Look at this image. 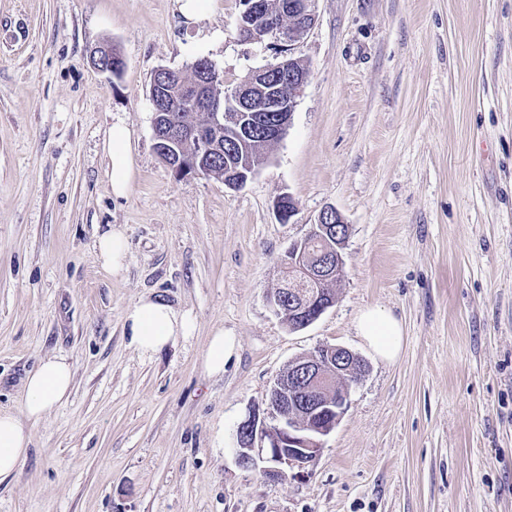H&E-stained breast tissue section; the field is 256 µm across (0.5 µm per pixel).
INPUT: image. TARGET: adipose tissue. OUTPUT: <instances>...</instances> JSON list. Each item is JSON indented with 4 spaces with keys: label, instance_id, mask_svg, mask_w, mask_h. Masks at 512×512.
Here are the masks:
<instances>
[{
    "label": "adipose tissue",
    "instance_id": "adipose-tissue-1",
    "mask_svg": "<svg viewBox=\"0 0 512 512\" xmlns=\"http://www.w3.org/2000/svg\"><path fill=\"white\" fill-rule=\"evenodd\" d=\"M128 140L126 126L113 124L108 154L112 192L117 196L125 194L131 177ZM124 326L131 344L142 355L151 356L190 336L194 318L169 303L144 297L126 309ZM356 329L377 357L387 362L398 358L403 330L392 314L366 308L358 316ZM72 383L73 369L63 356L46 360L27 377L21 413L0 414V478L16 470L31 443L33 425L49 408L68 398Z\"/></svg>",
    "mask_w": 512,
    "mask_h": 512
}]
</instances>
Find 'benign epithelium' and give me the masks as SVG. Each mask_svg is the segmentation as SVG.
Returning a JSON list of instances; mask_svg holds the SVG:
<instances>
[{
  "instance_id": "1",
  "label": "benign epithelium",
  "mask_w": 512,
  "mask_h": 512,
  "mask_svg": "<svg viewBox=\"0 0 512 512\" xmlns=\"http://www.w3.org/2000/svg\"><path fill=\"white\" fill-rule=\"evenodd\" d=\"M312 2L288 0L285 8L288 27L264 26L262 38L278 35L288 41V45L279 48L280 60L275 63L280 69V80H271L268 66L253 71L229 97L227 109L217 105L208 108L206 127L188 133L164 134L157 127L160 110L157 102H152L156 145L159 152L168 156L170 167L178 168L172 149L187 136L195 139L200 156L217 148L223 132L234 134L242 147L252 144L254 112L276 113V123L269 129L266 140L280 139L286 134L292 123L296 96L285 98L280 89L286 85L297 92L307 79L306 68L293 56L291 44L301 39L313 24ZM91 56L100 71L110 73L114 69L112 46H98ZM253 171L252 166L243 162L229 171L225 185L241 188L251 179ZM345 227L339 212L324 209L305 237L288 249L277 283L268 289L269 308L277 315L297 319L296 331L313 324L332 305L333 289L329 285L340 277L344 267ZM308 281L322 283L324 287L307 288ZM364 371L361 359L340 345L321 346L295 358L271 389L268 409L277 424L268 427L255 413L238 424L234 448L238 465L252 468L256 458L264 455L269 463L263 470L267 478L280 480L290 470L295 477L304 475L324 448L325 438L347 410L351 385Z\"/></svg>"
}]
</instances>
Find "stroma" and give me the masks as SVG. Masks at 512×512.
Returning <instances> with one entry per match:
<instances>
[{"label":"stroma","mask_w":512,"mask_h":512,"mask_svg":"<svg viewBox=\"0 0 512 512\" xmlns=\"http://www.w3.org/2000/svg\"><path fill=\"white\" fill-rule=\"evenodd\" d=\"M239 12L0 0V412L21 410L44 359L74 373L0 478V512H512V0H315L292 124L231 189L159 157L149 89L200 58L225 89L275 62V39L242 40ZM103 42L121 77L91 63ZM115 123L130 133L122 198ZM328 206L350 229L336 301L293 331L266 291ZM112 225L127 240L116 273L95 250ZM150 295L196 327L149 357L123 317ZM368 307L402 323L395 362L356 332ZM218 329L236 349L214 377ZM326 344L368 370L307 475L240 467L238 423ZM128 140L126 126L121 123L113 124L109 134L108 154L111 164L112 193L116 196H123L130 182Z\"/></svg>","instance_id":"stroma-1"}]
</instances>
